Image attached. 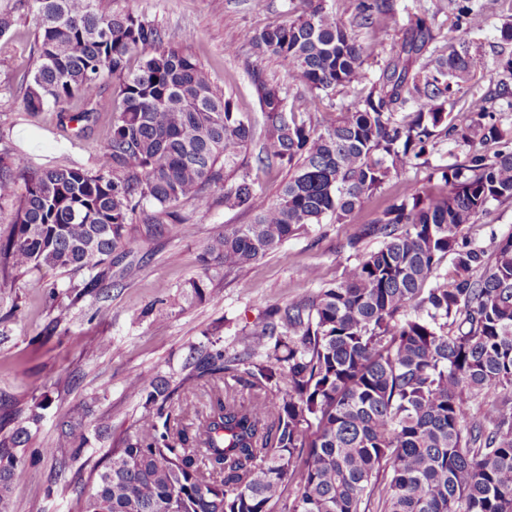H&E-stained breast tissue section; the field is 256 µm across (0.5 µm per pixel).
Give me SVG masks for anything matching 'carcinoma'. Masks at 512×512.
<instances>
[{"label": "carcinoma", "instance_id": "obj_1", "mask_svg": "<svg viewBox=\"0 0 512 512\" xmlns=\"http://www.w3.org/2000/svg\"><path fill=\"white\" fill-rule=\"evenodd\" d=\"M33 2L38 57L23 108L78 98L91 110L60 119L81 134L109 112L112 126L91 169L34 166L0 139V200L26 175L0 238V289L30 267L93 270L134 248L146 257L156 230L184 233L181 204L209 208L219 184L217 202L252 221L211 237L202 261L243 269L313 224L352 223L392 176L430 167L439 139L468 148L465 163L430 167L427 184H403L356 225L340 278L267 310L238 350L218 337L189 346L174 383L130 375L137 431L109 450L75 512H512V234L490 250L460 238L489 204L512 200V131L488 107L512 109V85L480 92L479 59L432 46L426 11L387 52L374 32L395 0H301L288 24L243 35L299 90L289 100L280 81L253 74L257 163L287 171L271 198L245 161L251 117L161 27L101 0ZM449 5L459 27L483 21L471 0ZM337 94L354 103L319 120L301 104ZM367 239L379 246L359 252ZM203 380L213 392L190 419L180 403ZM19 416L0 412V429L12 427L0 440V512L26 476ZM106 430L71 413L44 452L68 449L63 474Z\"/></svg>", "mask_w": 512, "mask_h": 512}]
</instances>
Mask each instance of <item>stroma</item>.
Instances as JSON below:
<instances>
[{
  "label": "stroma",
  "instance_id": "stroma-1",
  "mask_svg": "<svg viewBox=\"0 0 512 512\" xmlns=\"http://www.w3.org/2000/svg\"><path fill=\"white\" fill-rule=\"evenodd\" d=\"M489 2L472 0L474 9L485 10V21L461 32L448 0H396L394 16L377 36L385 46H392L402 37L410 15L428 10L434 17L436 45L465 40L483 62L486 75L497 81L503 77L498 56L502 19L489 10ZM101 4L115 13L135 11L155 21L174 46L194 55L254 122L262 120L252 87L254 65H261L267 77L286 78L278 60L258 59L242 35L289 23L297 15L294 0H101ZM33 10V0H0V13H10L14 20L0 36V138L36 165L92 167L98 143L110 132V113H101L92 129L81 135L76 124L60 122L58 112L81 111L82 101H71L62 109L49 103L35 114L23 108L22 77L33 70L37 59ZM230 45L235 48L231 55L225 52ZM427 175V170L407 168L364 203L353 223L327 220L312 225L256 264L216 275L210 284L211 299L201 303L192 300L188 291L190 280L203 273L202 245L225 226L250 223L251 214L224 209L219 203L201 211L192 203L183 204V211L191 216L186 235L157 236L152 256L142 261L132 256L113 258V287L100 295L76 293V286L92 276L87 269L67 274L35 267L18 274L14 287L0 290V408L27 406L43 392L50 395L51 405L31 428L28 475L11 490L10 512H71L77 496L90 487L91 469L102 466L107 450L137 428L140 400L125 389L130 374L152 377L178 372L189 345L204 342L212 332L222 337L226 351H235V336L266 308L336 281L349 255L345 243L355 224L372 219L403 183L422 185ZM464 234L485 247L512 234V200L490 205L477 223L465 227ZM313 268L318 271L314 279L309 276ZM83 335L105 341L107 350L72 344V337ZM82 408L87 409L91 425H109L110 434L73 464L58 485L55 502H48L44 491L55 475V460L45 450L57 438L59 419Z\"/></svg>",
  "mask_w": 512,
  "mask_h": 512
}]
</instances>
